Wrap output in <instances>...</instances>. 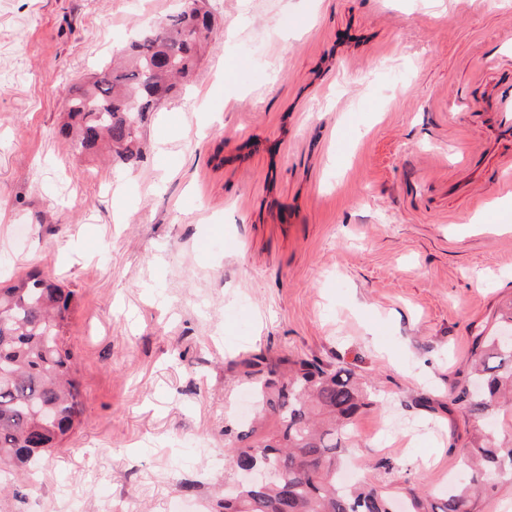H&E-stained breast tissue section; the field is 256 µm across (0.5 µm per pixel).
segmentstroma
<instances>
[{
	"label": "stroma",
	"instance_id": "1",
	"mask_svg": "<svg viewBox=\"0 0 512 512\" xmlns=\"http://www.w3.org/2000/svg\"><path fill=\"white\" fill-rule=\"evenodd\" d=\"M178 0H0V284L70 291L83 415L0 512H211L254 355L354 368L349 463L463 478L449 395L512 304V0H207L218 44L133 167L57 130L67 87ZM495 223H487L489 209ZM431 409L415 406L421 395ZM390 461L394 470L377 468Z\"/></svg>",
	"mask_w": 512,
	"mask_h": 512
}]
</instances>
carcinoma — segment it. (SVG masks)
<instances>
[{
    "label": "carcinoma",
    "instance_id": "1",
    "mask_svg": "<svg viewBox=\"0 0 512 512\" xmlns=\"http://www.w3.org/2000/svg\"><path fill=\"white\" fill-rule=\"evenodd\" d=\"M151 24L146 36L120 52L121 62L99 66L68 89L60 134L80 152L104 150L134 166L141 159L147 113L178 82L188 79L200 54L215 41L211 18L192 0ZM71 293L40 271L0 288V463L18 480L41 469L83 412L64 339ZM512 308L473 342L469 373L454 386L452 403L472 418L470 440L454 452L467 480L444 491L409 490L407 510L384 491L359 480L339 481L344 456L360 447L354 419L372 405L369 385L345 367L327 370L315 360L274 364L241 362V381L255 400L254 415L224 429L230 471L256 466L271 473L262 486L234 483L218 512H475L480 494L512 478V421L490 433L489 419L512 417Z\"/></svg>",
    "mask_w": 512,
    "mask_h": 512
}]
</instances>
